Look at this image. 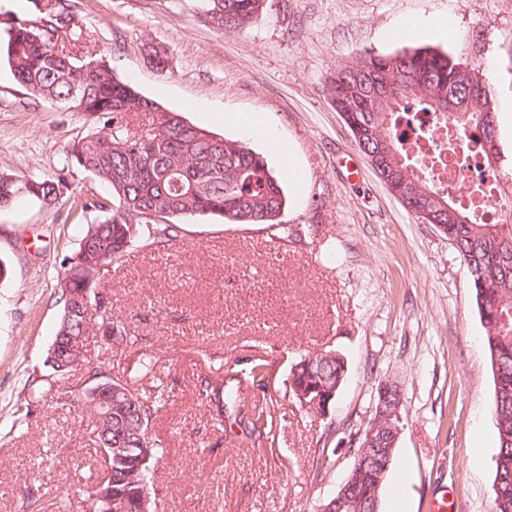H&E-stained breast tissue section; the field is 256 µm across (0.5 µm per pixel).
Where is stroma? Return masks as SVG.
I'll use <instances>...</instances> for the list:
<instances>
[{"mask_svg":"<svg viewBox=\"0 0 512 512\" xmlns=\"http://www.w3.org/2000/svg\"><path fill=\"white\" fill-rule=\"evenodd\" d=\"M91 46L113 74L217 136L262 153L281 179L282 242L258 224L204 215L176 240L139 248L113 265L99 290L132 337L109 356L114 375L158 359L170 395L151 424L160 512H312L353 465L348 429L366 426L378 382L398 386L403 429L387 473L382 512H433L441 492L455 512H489L497 433L494 382L466 265L436 225L419 223L369 166L332 102L336 66L367 53L437 47L480 67L498 106L512 104V0H266L262 18L224 33L202 0H71ZM430 16L447 35L396 27ZM164 48L166 70L150 46ZM224 112L264 118L306 169L287 181L264 137L224 124ZM99 128L82 112L34 98L0 62V168L26 177L64 175L65 195L108 196L68 163L73 140ZM96 210L25 200L0 211V512H32L27 489L46 499L73 493L75 469L98 477L103 460L85 416L36 398L63 303L57 275ZM336 349L347 359L335 404L320 416L285 397L299 351ZM269 364L266 396L244 389L243 410L271 409L274 440L255 452L241 429L217 430L202 379L218 368ZM29 426L12 428L17 411ZM65 452L48 457V449Z\"/></svg>","mask_w":512,"mask_h":512,"instance_id":"stroma-1","label":"stroma"}]
</instances>
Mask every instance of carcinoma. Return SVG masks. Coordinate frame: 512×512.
<instances>
[{
    "instance_id": "obj_1",
    "label": "carcinoma",
    "mask_w": 512,
    "mask_h": 512,
    "mask_svg": "<svg viewBox=\"0 0 512 512\" xmlns=\"http://www.w3.org/2000/svg\"><path fill=\"white\" fill-rule=\"evenodd\" d=\"M205 20L218 31H241L262 16L265 0H204ZM34 17L11 24L0 44L15 79L32 96L67 111L95 117L101 130L73 141L67 154L79 167L110 188L106 202L86 201L103 219L90 224L68 257L58 278L60 300L68 308L63 285L97 298L107 265L134 249L178 237V222L211 214L226 224H264L286 241L298 231L279 222L286 204L284 189L265 157L246 143L217 137L187 123L177 112L142 95L107 68L90 48L79 16L69 0H32ZM336 108L351 131L364 136L363 155L379 177L400 194L412 215L430 207L429 223L440 231L468 268L476 309L484 329L483 345L494 376L490 411L498 446L491 512H512V196L500 195L502 218L489 224L477 206L463 199L485 197L499 183L502 161L497 104L480 70L433 47H403L389 54L369 53L340 66L330 80ZM432 115V126L451 124L482 156L477 180L462 183L450 194L423 171V145L431 129L416 113ZM61 181L26 178L0 170V209L32 199L52 206L62 199ZM164 223H158V220ZM81 319L62 317L58 336H80ZM252 387L267 389L268 364L252 362L244 371L227 370L206 380L200 395L225 397L236 405L240 376ZM144 385L112 379V414L89 409L90 431H110L112 439L113 512H156L145 497L141 475L162 454L151 434L152 420L169 402L157 369L147 358L139 364ZM345 379L343 355L331 349L304 352L292 364L286 391L293 401L322 416L336 401V386ZM398 389L376 387L370 421L396 410ZM246 435L253 448H264L272 429L262 414L249 416ZM137 452L130 453L128 449ZM394 456H373L360 469L352 494L370 504L381 499L386 464Z\"/></svg>"
}]
</instances>
